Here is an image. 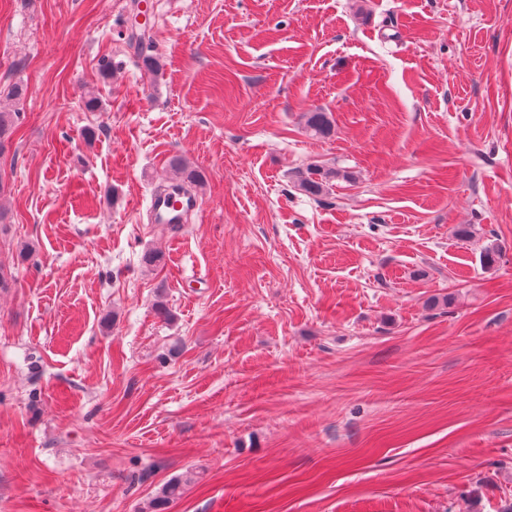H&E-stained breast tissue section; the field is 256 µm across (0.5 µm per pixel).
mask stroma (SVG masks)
<instances>
[{
	"instance_id": "1",
	"label": "stroma",
	"mask_w": 512,
	"mask_h": 512,
	"mask_svg": "<svg viewBox=\"0 0 512 512\" xmlns=\"http://www.w3.org/2000/svg\"><path fill=\"white\" fill-rule=\"evenodd\" d=\"M15 84L0 512L512 503V0H0ZM306 132L315 138H325L330 135L332 125L326 112H308L304 115ZM170 165L180 175V181L176 185H169L175 190H188V187L202 186L204 184V175L199 170L188 165L182 156H174L170 160ZM333 179H336V170L310 168L299 175L298 187L304 193L318 197L329 190ZM198 200L190 196L188 200L171 201L166 196L151 197L149 223L152 224H183L187 215L199 206Z\"/></svg>"
}]
</instances>
